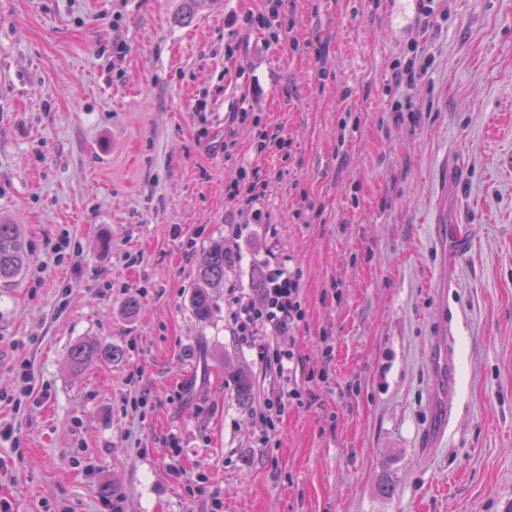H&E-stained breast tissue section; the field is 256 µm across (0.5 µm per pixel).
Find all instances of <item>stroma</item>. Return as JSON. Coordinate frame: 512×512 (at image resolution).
<instances>
[{
  "mask_svg": "<svg viewBox=\"0 0 512 512\" xmlns=\"http://www.w3.org/2000/svg\"><path fill=\"white\" fill-rule=\"evenodd\" d=\"M433 7L395 44L390 0H284L279 42L242 29L228 56V20L263 0H0V220L29 254L0 286V499L103 512L107 485L122 512H512V0ZM415 53L425 72L396 84ZM262 130L289 147L257 154ZM249 164L265 221L238 238L225 193ZM440 211L466 250L436 245ZM215 241L230 260L202 323L189 300ZM278 263L300 274L308 394L268 424L275 340L240 344L229 299H260ZM446 316L451 382L430 368ZM82 341L124 355L71 369ZM448 391H439L434 395L431 401V408L436 416L437 424L434 427V434L431 436V443L437 444L444 433L445 427L449 424L452 414V402L450 396V389ZM448 392V401L446 399V393Z\"/></svg>",
  "mask_w": 512,
  "mask_h": 512,
  "instance_id": "35a3bbf8",
  "label": "stroma"
}]
</instances>
